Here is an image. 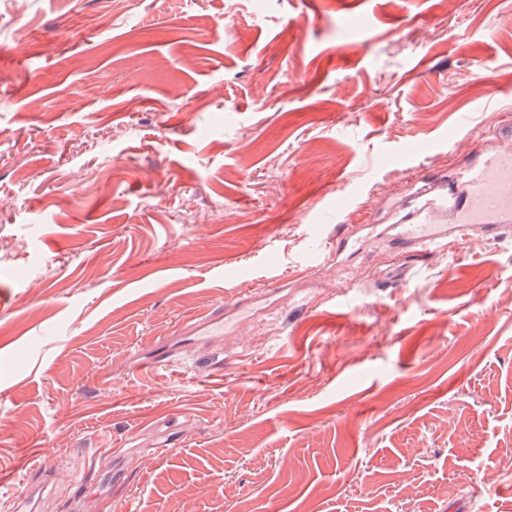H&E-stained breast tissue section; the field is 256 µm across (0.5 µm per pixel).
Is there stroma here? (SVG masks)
I'll return each mask as SVG.
<instances>
[{"instance_id": "obj_1", "label": "stroma", "mask_w": 512, "mask_h": 512, "mask_svg": "<svg viewBox=\"0 0 512 512\" xmlns=\"http://www.w3.org/2000/svg\"><path fill=\"white\" fill-rule=\"evenodd\" d=\"M510 123L512 0H0V467L81 470L37 512H512V234L367 230ZM245 295L266 341L178 335ZM326 260V254L318 246L311 247L301 255L293 265V272L296 276L303 277L313 269L321 266Z\"/></svg>"}]
</instances>
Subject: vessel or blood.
Returning <instances> with one entry per match:
<instances>
[{
	"instance_id": "1",
	"label": "vessel or blood",
	"mask_w": 512,
	"mask_h": 512,
	"mask_svg": "<svg viewBox=\"0 0 512 512\" xmlns=\"http://www.w3.org/2000/svg\"><path fill=\"white\" fill-rule=\"evenodd\" d=\"M420 202L389 229L392 242L423 256L433 249L455 250L474 231L495 236L512 230V132L503 131L498 148L481 154L452 183L426 182L418 191ZM326 255L314 246L293 265L302 277L321 266ZM224 310L206 309L185 323L181 331L197 337L224 333Z\"/></svg>"
}]
</instances>
